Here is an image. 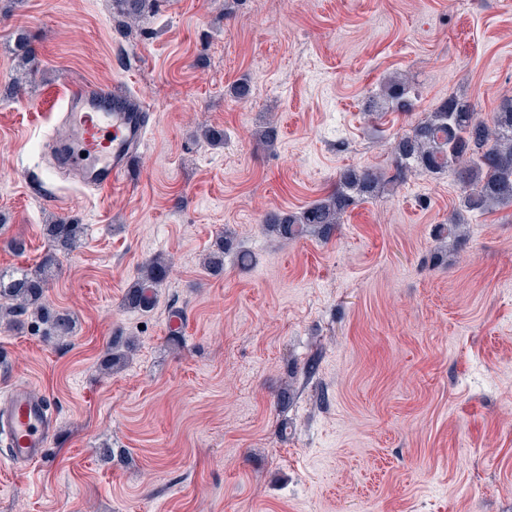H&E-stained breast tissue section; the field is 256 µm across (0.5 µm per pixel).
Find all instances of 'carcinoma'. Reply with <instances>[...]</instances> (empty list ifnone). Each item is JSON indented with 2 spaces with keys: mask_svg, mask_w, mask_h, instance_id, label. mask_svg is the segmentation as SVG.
Returning a JSON list of instances; mask_svg holds the SVG:
<instances>
[{
  "mask_svg": "<svg viewBox=\"0 0 512 512\" xmlns=\"http://www.w3.org/2000/svg\"><path fill=\"white\" fill-rule=\"evenodd\" d=\"M127 26L139 23L145 0H119ZM408 87L402 78L391 80L383 90V102H374L395 111L409 112ZM390 169L369 166L349 167L340 172L336 189L297 212L270 211L263 219L265 230L288 240L303 236L330 238L342 223L343 215L358 200L379 196L406 180L409 173L432 175L449 173L461 188V210L448 219L464 224V214L474 217L497 209L512 208V98L506 97L491 118L477 112L469 100L448 96L424 119L391 146ZM49 251L32 270H0V320L30 314L34 323L44 326L45 335L57 342L67 341L74 331V320L66 312L46 304V292L58 271L57 256L76 250L85 235V225L61 220L44 225ZM233 238L220 236L206 254L203 265L212 273L224 271V255ZM168 261L155 257L140 269L127 289L121 305L129 310L149 312L155 301V288L167 277Z\"/></svg>",
  "mask_w": 512,
  "mask_h": 512,
  "instance_id": "1",
  "label": "carcinoma"
}]
</instances>
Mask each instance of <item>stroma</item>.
I'll list each match as a JSON object with an SVG mask.
<instances>
[{
  "instance_id": "35a3bbf8",
  "label": "stroma",
  "mask_w": 512,
  "mask_h": 512,
  "mask_svg": "<svg viewBox=\"0 0 512 512\" xmlns=\"http://www.w3.org/2000/svg\"><path fill=\"white\" fill-rule=\"evenodd\" d=\"M397 74L410 113L368 111ZM115 82L148 136L100 198L43 143L68 87ZM451 95L486 117L512 96V0H148L132 29L118 0H0V269L39 264L44 225L86 227L46 294L73 336L0 325V395L28 386L55 415L34 466L0 462V512H512V208L437 252L461 190L415 173L329 239L262 224L389 167ZM158 255L156 307L123 308ZM118 336L135 347L108 373ZM233 246V238L227 232L220 236L214 243L212 249L206 254L203 265L211 273L219 274L224 271V255Z\"/></svg>"
}]
</instances>
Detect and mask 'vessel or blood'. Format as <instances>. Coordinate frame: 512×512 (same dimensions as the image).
Segmentation results:
<instances>
[{"mask_svg": "<svg viewBox=\"0 0 512 512\" xmlns=\"http://www.w3.org/2000/svg\"><path fill=\"white\" fill-rule=\"evenodd\" d=\"M59 121L73 142L59 158V167L79 174L93 194L109 195L126 177L133 155L146 140L142 106L120 85L82 83L68 88ZM52 433L44 397L17 386L0 399V434L7 439L13 467L36 464Z\"/></svg>", "mask_w": 512, "mask_h": 512, "instance_id": "vessel-or-blood-1", "label": "vessel or blood"}]
</instances>
